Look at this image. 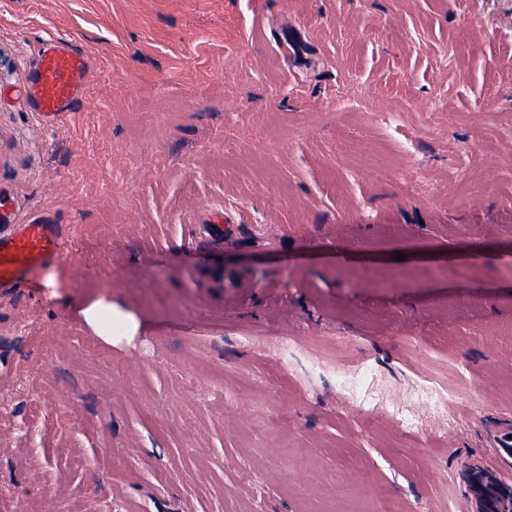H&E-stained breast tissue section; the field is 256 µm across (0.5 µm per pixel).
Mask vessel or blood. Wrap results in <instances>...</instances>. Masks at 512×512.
<instances>
[{"instance_id":"1","label":"vessel or blood","mask_w":512,"mask_h":512,"mask_svg":"<svg viewBox=\"0 0 512 512\" xmlns=\"http://www.w3.org/2000/svg\"><path fill=\"white\" fill-rule=\"evenodd\" d=\"M89 57L70 43L46 41L36 58L25 93L45 125L57 123L85 92L90 69ZM234 220L227 211H209L203 223L208 248L221 251L234 240ZM61 225L43 214L29 222L16 221L0 210V293H13L26 284L28 274L37 268L58 264L64 257ZM253 283L236 271L224 274L218 292L233 297L250 291ZM483 441L488 457L461 464L464 488L460 493L465 512H497L502 489H512V414L493 409L487 412Z\"/></svg>"}]
</instances>
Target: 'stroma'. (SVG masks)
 I'll return each instance as SVG.
<instances>
[{
  "label": "stroma",
  "instance_id": "obj_1",
  "mask_svg": "<svg viewBox=\"0 0 512 512\" xmlns=\"http://www.w3.org/2000/svg\"><path fill=\"white\" fill-rule=\"evenodd\" d=\"M59 37L92 70L49 127L24 88ZM0 197L67 252L0 295V512H453L512 410V0H0ZM366 364L417 429L364 432ZM234 223L228 210L208 211L207 219L202 224L207 247L216 251L229 248L234 240ZM253 286L254 285L250 278L242 273L226 271L224 274V281L221 282L219 288H214V290L225 298L246 293L250 291ZM84 318L98 331L103 332L121 330L124 327L125 316L112 306V304L99 299L85 305L82 309Z\"/></svg>",
  "mask_w": 512,
  "mask_h": 512
}]
</instances>
